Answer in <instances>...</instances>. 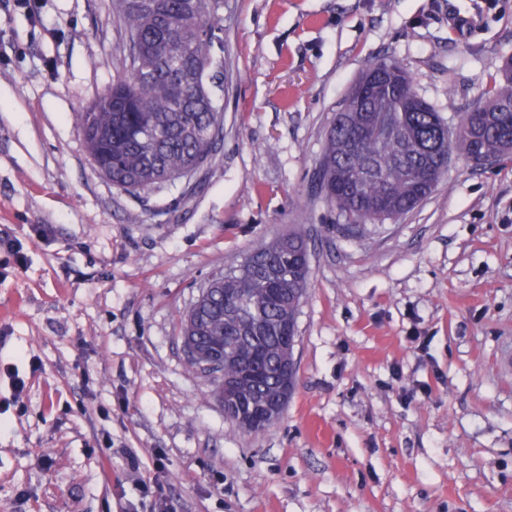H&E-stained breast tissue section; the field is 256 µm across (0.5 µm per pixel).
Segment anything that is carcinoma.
<instances>
[{
  "mask_svg": "<svg viewBox=\"0 0 512 512\" xmlns=\"http://www.w3.org/2000/svg\"><path fill=\"white\" fill-rule=\"evenodd\" d=\"M223 0H113L120 30L137 36L139 69L127 71L78 117V132L97 170L129 193L151 191L200 171L212 159L223 118L206 75ZM351 110L336 113L318 180L330 204L353 226L401 216L426 198L448 169L439 142L442 118L413 90L396 62H370L350 89ZM469 145L486 156L512 153V58L491 100L467 113ZM305 234L291 230L254 249L224 280L212 281L183 335L200 350L227 348L224 377L236 379L240 350L255 356L257 376L229 403L226 419L254 433L251 411L279 390L283 337L307 297Z\"/></svg>",
  "mask_w": 512,
  "mask_h": 512,
  "instance_id": "1",
  "label": "carcinoma"
}]
</instances>
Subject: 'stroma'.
Masks as SVG:
<instances>
[{
  "mask_svg": "<svg viewBox=\"0 0 512 512\" xmlns=\"http://www.w3.org/2000/svg\"><path fill=\"white\" fill-rule=\"evenodd\" d=\"M219 15L224 142L200 177L133 194L76 129L124 70L111 0H0V512H512V154L453 150L413 210L356 233L315 189L371 60L399 63L449 128L482 106L512 0ZM297 226L298 385L247 435L187 371L180 317Z\"/></svg>",
  "mask_w": 512,
  "mask_h": 512,
  "instance_id": "stroma-1",
  "label": "stroma"
}]
</instances>
